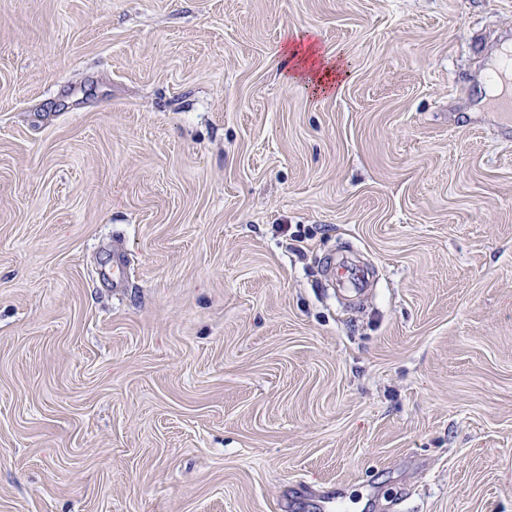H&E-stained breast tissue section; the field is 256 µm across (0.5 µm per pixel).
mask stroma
Instances as JSON below:
<instances>
[{"mask_svg": "<svg viewBox=\"0 0 512 512\" xmlns=\"http://www.w3.org/2000/svg\"><path fill=\"white\" fill-rule=\"evenodd\" d=\"M506 44L512 0H0V512H512ZM311 39L313 40L310 41ZM281 58H285L283 66L290 64L285 74L286 78L312 87L315 94L331 93L342 78L341 63L333 61L321 52L313 33L310 34L306 46L302 41L290 46L286 44L282 49ZM492 78L500 87L492 96L493 108L505 117L508 125L512 121V48L502 53L493 65ZM333 276L342 286L349 288H363L369 279V272L366 268L351 263L342 262L334 268Z\"/></svg>", "mask_w": 512, "mask_h": 512, "instance_id": "35a3bbf8", "label": "stroma"}]
</instances>
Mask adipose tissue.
I'll use <instances>...</instances> for the list:
<instances>
[{
    "label": "adipose tissue",
    "mask_w": 512,
    "mask_h": 512,
    "mask_svg": "<svg viewBox=\"0 0 512 512\" xmlns=\"http://www.w3.org/2000/svg\"><path fill=\"white\" fill-rule=\"evenodd\" d=\"M281 56L289 65L287 79L312 87L317 94L332 92L343 74L341 63L324 55L312 41L284 47Z\"/></svg>",
    "instance_id": "1"
}]
</instances>
